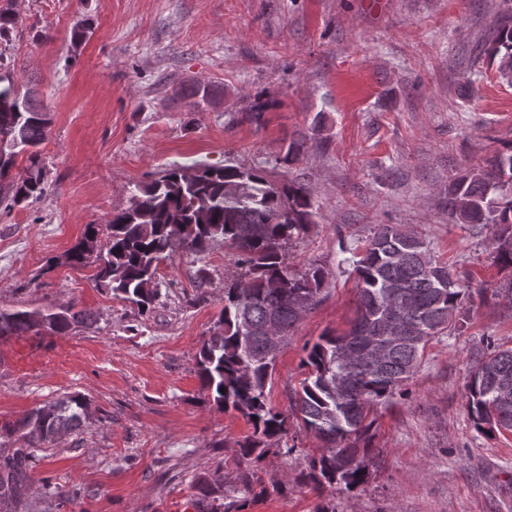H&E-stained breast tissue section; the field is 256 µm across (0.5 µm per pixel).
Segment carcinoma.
<instances>
[{
  "mask_svg": "<svg viewBox=\"0 0 512 512\" xmlns=\"http://www.w3.org/2000/svg\"><path fill=\"white\" fill-rule=\"evenodd\" d=\"M482 53L512 81V13L501 16ZM276 101L260 98L247 106L248 118L261 122ZM51 118L32 92H20L0 75V185L9 186L0 204L25 208L49 188L39 148L47 140ZM306 138L293 140L281 162H294ZM26 155L23 171L12 173L16 158ZM448 221L487 230L496 247L493 263L512 270V146L484 166L462 170L448 182ZM317 211L308 188L299 181L282 182L274 170L228 162L171 167L157 178L137 183L127 206L105 224H88L82 238L64 255L73 270L92 266L95 284L112 292L143 315L162 298L160 263L178 252L201 263L216 245L238 254L244 272L224 283V307L198 353V376L220 409L236 412L251 424V434L237 442L238 461L260 462L270 447L288 435L290 414L323 444L319 456L297 481L318 492L336 485L348 488L368 479L367 457L373 452L374 406L387 402L418 371L431 340L462 331L472 298L467 275L454 274L436 259L422 233L401 224H375L369 235L340 251L350 254L346 273L354 277L356 300L348 330L330 331L305 349L304 377L290 402V412L269 401L276 360L266 357L265 328L276 324L284 338L299 325L294 301L307 310L321 301L329 271L312 263L303 270L289 262L288 245L316 225ZM105 248H98L100 236ZM410 300L404 317L406 337L377 366L361 350L382 338L380 322L391 286ZM97 322L93 313L70 303L57 315L51 310L0 309V339L32 332L67 335ZM512 347L504 349L490 336L477 351L466 387V407L474 429L482 434L512 433ZM225 392H220V389ZM48 428L67 434L85 426L87 402L70 394L47 403ZM35 410L0 425V512H35L29 469L37 452L51 444L29 430ZM242 487L203 483L198 487L199 512H216L217 494L228 499L253 491L248 473Z\"/></svg>",
  "mask_w": 512,
  "mask_h": 512,
  "instance_id": "cac0c4a2",
  "label": "carcinoma"
}]
</instances>
